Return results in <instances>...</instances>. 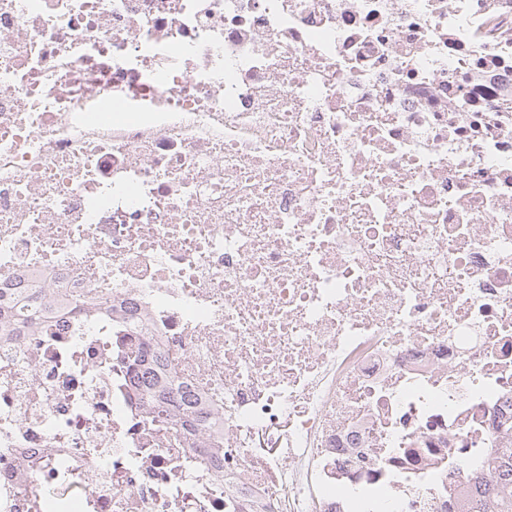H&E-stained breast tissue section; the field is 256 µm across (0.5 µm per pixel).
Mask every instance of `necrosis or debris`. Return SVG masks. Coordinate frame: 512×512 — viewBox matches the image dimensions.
<instances>
[{
    "label": "necrosis or debris",
    "mask_w": 512,
    "mask_h": 512,
    "mask_svg": "<svg viewBox=\"0 0 512 512\" xmlns=\"http://www.w3.org/2000/svg\"><path fill=\"white\" fill-rule=\"evenodd\" d=\"M29 289L0 512H461L512 446V0H0ZM130 355L128 354L129 359V366H136L139 370L138 373L141 372V389L144 392L145 396L154 403L158 405V407H161V412H171L175 411V407H172L173 404L171 403H178V408L180 405H186L185 404V395L184 393H179V391H174L175 389L168 385H157L154 381L153 375H151V372L148 371V367H151L150 363H148L146 366H140L144 364H139L145 362V359H141L142 354L139 351V347L136 350L130 349ZM134 354V356H133ZM164 408V409H163Z\"/></svg>",
    "instance_id": "necrosis-or-debris-1"
}]
</instances>
